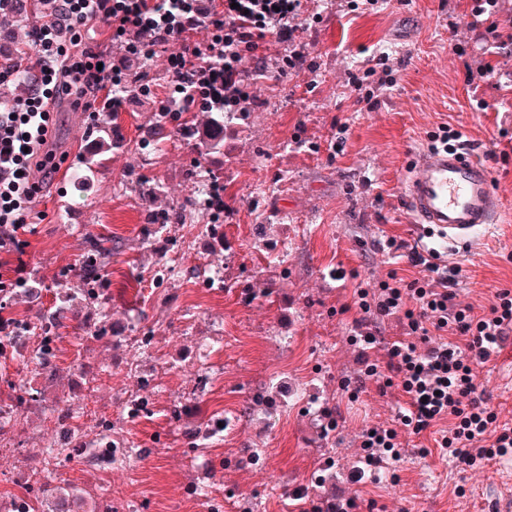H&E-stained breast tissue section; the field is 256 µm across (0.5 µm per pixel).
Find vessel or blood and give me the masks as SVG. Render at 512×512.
Masks as SVG:
<instances>
[{
	"mask_svg": "<svg viewBox=\"0 0 512 512\" xmlns=\"http://www.w3.org/2000/svg\"><path fill=\"white\" fill-rule=\"evenodd\" d=\"M415 169L404 184L403 199L416 227L473 246L479 230L501 210L486 168L476 156L451 150L419 154Z\"/></svg>",
	"mask_w": 512,
	"mask_h": 512,
	"instance_id": "vessel-or-blood-1",
	"label": "vessel or blood"
}]
</instances>
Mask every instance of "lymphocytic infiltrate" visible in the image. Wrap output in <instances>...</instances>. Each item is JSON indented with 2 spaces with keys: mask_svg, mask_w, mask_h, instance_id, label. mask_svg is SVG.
<instances>
[{
  "mask_svg": "<svg viewBox=\"0 0 512 512\" xmlns=\"http://www.w3.org/2000/svg\"><path fill=\"white\" fill-rule=\"evenodd\" d=\"M48 21L37 30L32 47L35 79L26 99L0 109V252L8 260L0 274V293L29 288L25 259L33 204L59 170L52 142L55 104L73 84L83 89L116 88L113 106L122 98L151 93L129 78L125 62L150 59L169 50V80L155 96L159 111L171 122L181 113L218 107L247 112L259 97L258 83L288 74L310 73L308 24L299 17L303 0H42ZM99 33L120 45L123 60L108 51L84 46L81 30ZM282 50L271 54V43ZM395 80L387 56L377 65L350 72L348 86L357 104L377 108L378 91ZM417 277L389 270L371 288L356 289L351 308L380 319L399 316L404 336L382 341L363 330L354 341L362 351L384 349L382 363L367 365L366 377L396 388L403 397L391 425L366 427L360 436L367 468L401 458L402 435L419 436L437 422L450 426L439 446L459 464L474 468L512 455V428L499 427L498 411L476 369L495 356L504 336L512 334V290H498L482 312L454 303L452 287L460 267L438 261L436 251H410Z\"/></svg>",
  "mask_w": 512,
  "mask_h": 512,
  "instance_id": "lymphocytic-infiltrate-1",
  "label": "lymphocytic infiltrate"
}]
</instances>
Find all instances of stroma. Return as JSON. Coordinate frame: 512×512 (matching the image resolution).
<instances>
[{
  "label": "stroma",
  "instance_id": "obj_1",
  "mask_svg": "<svg viewBox=\"0 0 512 512\" xmlns=\"http://www.w3.org/2000/svg\"><path fill=\"white\" fill-rule=\"evenodd\" d=\"M308 8L323 16L310 32L315 73L258 86L268 106L226 131L223 158L199 155L190 139L159 140L148 97L116 112L102 111L93 92L91 110L59 104L54 138L65 159L35 202L28 237L37 290L11 300L37 327L57 311L55 368L43 374L34 349L0 357V408L18 421L0 456V501L20 485L33 449L58 440L52 424L65 408L84 442L144 449L130 466L103 473L71 462L62 472L89 498L119 487L130 512H201L207 494L223 497L224 512H308L350 498L354 512H512V456L464 468L431 433L409 438L400 461L351 480L362 430L391 423L398 398L373 381L349 388L364 367L346 308L356 285L373 286L389 268L416 275L407 258L379 251L389 236L461 267L457 303L479 310L512 287V161L490 156L498 130L512 133V52L471 18L470 0ZM381 54L396 81L369 112L354 104L346 74ZM476 93L488 111L476 110ZM101 123L119 145L82 171ZM443 124L462 131L502 202L473 248L424 238L403 200L413 158ZM214 175L235 209L215 224L192 203ZM153 184L161 195L144 198ZM154 211L170 215L155 235ZM102 246L112 250L101 264L106 302H63L77 285L64 269ZM89 315L113 329L111 343L80 328ZM79 360L98 370L95 382L74 374ZM478 379L512 427V351L501 349ZM29 385L36 400L20 397ZM141 398L148 407L132 413Z\"/></svg>",
  "mask_w": 512,
  "mask_h": 512
}]
</instances>
